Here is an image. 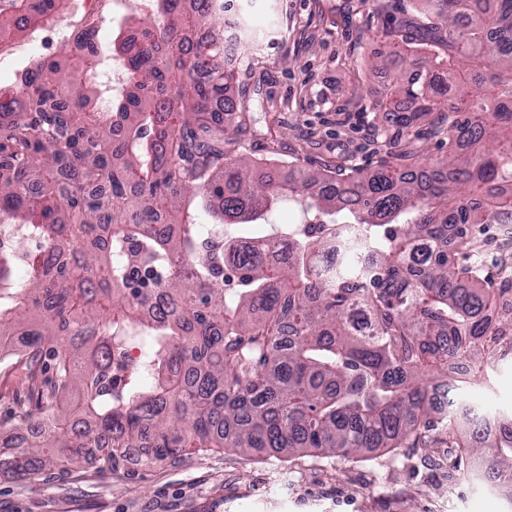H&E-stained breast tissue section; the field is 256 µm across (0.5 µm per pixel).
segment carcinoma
<instances>
[{"label":"carcinoma","mask_w":512,"mask_h":512,"mask_svg":"<svg viewBox=\"0 0 512 512\" xmlns=\"http://www.w3.org/2000/svg\"><path fill=\"white\" fill-rule=\"evenodd\" d=\"M112 53L127 84L112 120L92 107L102 55L93 30L71 58L0 86V212L51 250L26 288H0V344L26 337L34 358L63 342L55 383L31 389L22 415L51 418L42 441L0 468L27 479L99 451L117 470L180 461L202 448L360 456L427 444L443 427L458 452L512 482V422L458 404L460 365L481 368L501 339L491 317L512 301L483 265L448 263V231L512 224V0H427L433 56L374 109L434 114L448 155L429 179L396 165L332 177L286 164L273 180L224 156L234 73L224 69L226 0H154ZM321 219L274 257L236 224L263 226L284 199ZM216 204L221 242H202L197 209ZM176 269L151 294L129 287V250ZM236 273L226 291L224 268ZM138 346L148 389L112 396V347ZM470 429H454L457 413Z\"/></svg>","instance_id":"carcinoma-1"}]
</instances>
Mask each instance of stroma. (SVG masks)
I'll use <instances>...</instances> for the list:
<instances>
[{"label":"stroma","instance_id":"35a3bbf8","mask_svg":"<svg viewBox=\"0 0 512 512\" xmlns=\"http://www.w3.org/2000/svg\"><path fill=\"white\" fill-rule=\"evenodd\" d=\"M239 61L227 157L255 161L268 179L297 163L344 179L390 161L423 170L445 158L446 135L410 113L403 127L373 109L417 61L423 21L410 0H236ZM411 51L383 57L390 26ZM499 225H474L467 244L451 245L449 261L473 253L494 287L512 289V271L494 258ZM52 347L35 374L0 356V440L19 449L32 441L33 422L20 416L31 383L55 379ZM460 401L495 418L512 419V353L488 359ZM446 432L426 448L405 446L367 458L289 456L259 448H224L162 462L133 476L102 470L94 453L79 468L52 469L22 480L0 471V512H512V483L497 484L479 461L453 468Z\"/></svg>","mask_w":512,"mask_h":512}]
</instances>
